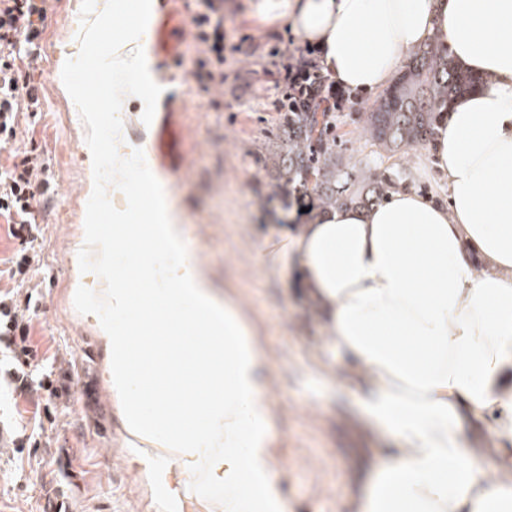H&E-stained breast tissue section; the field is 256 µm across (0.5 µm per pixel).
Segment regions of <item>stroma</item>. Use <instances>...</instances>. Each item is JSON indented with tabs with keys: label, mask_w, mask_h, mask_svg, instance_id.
I'll use <instances>...</instances> for the list:
<instances>
[{
	"label": "stroma",
	"mask_w": 512,
	"mask_h": 512,
	"mask_svg": "<svg viewBox=\"0 0 512 512\" xmlns=\"http://www.w3.org/2000/svg\"><path fill=\"white\" fill-rule=\"evenodd\" d=\"M82 0H52L32 75L42 115L34 130L20 129L15 146L36 148L54 187L38 204L42 229L32 282L38 312L28 313L34 345L43 356L38 374L71 368L78 374L67 404L34 423L40 389L20 394L0 388V423L24 447L0 444V512H56L60 489L72 488L71 512H155L140 470L129 464L121 425L103 396V354L69 296L71 237L80 235L88 191V145L76 105L59 83L61 54L79 44ZM195 30L179 31L178 57L156 60L164 89L158 104L182 103L175 113L176 157L128 171L137 186L145 170L162 174L181 211L186 246L210 272L213 284L241 308L267 357L264 381L272 402V465L288 512H349L361 470L386 435L362 418L359 378L324 339L325 319L316 301L297 288L290 268L258 266L265 245L280 243L268 220L281 209L271 196L262 154L272 147L282 97L273 74L286 62L287 26L270 27L252 16L250 0H224V58L210 60L215 76L202 87L193 75L205 48ZM376 94L353 98L336 114V134L356 167L377 162L399 184L446 198L447 187L429 168L422 148L378 156L359 136V119Z\"/></svg>",
	"instance_id": "obj_1"
}]
</instances>
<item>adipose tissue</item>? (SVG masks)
Masks as SVG:
<instances>
[{"label":"adipose tissue","mask_w":512,"mask_h":512,"mask_svg":"<svg viewBox=\"0 0 512 512\" xmlns=\"http://www.w3.org/2000/svg\"><path fill=\"white\" fill-rule=\"evenodd\" d=\"M254 9L290 24L323 75L355 93L383 90L434 41L483 78L427 145L446 202L405 185L366 209L305 217L278 260L296 264L327 315V343L366 379L368 425L395 443L350 512H512V0H257ZM149 183L148 223H124L116 210L110 230L86 225L70 288L104 353L129 461L161 512H288L270 465L263 353L241 310L184 253L163 176ZM134 241L145 262L130 281L113 261ZM468 423L487 425L494 448L470 452Z\"/></svg>","instance_id":"obj_1"}]
</instances>
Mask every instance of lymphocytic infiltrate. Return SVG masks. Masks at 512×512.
<instances>
[{"label":"lymphocytic infiltrate","instance_id":"lymphocytic-infiltrate-1","mask_svg":"<svg viewBox=\"0 0 512 512\" xmlns=\"http://www.w3.org/2000/svg\"><path fill=\"white\" fill-rule=\"evenodd\" d=\"M203 10L194 19L195 38L215 55L224 53V6L222 0H200ZM48 15V0H0V153L12 160L0 178V220L6 222L14 241L11 257L0 260V280L23 282L36 263L35 247L40 237L37 199L50 190L48 180L39 176L32 152L12 146L23 120H35L41 111L36 87L23 79L25 63L36 62ZM277 83L302 91L324 111H336V90L324 82L316 64L299 57L283 65ZM0 348L9 351L12 364L5 379L20 392L39 385L49 399L68 393L66 379L45 376L34 379L38 352L30 336V324L10 289H0Z\"/></svg>","mask_w":512,"mask_h":512}]
</instances>
